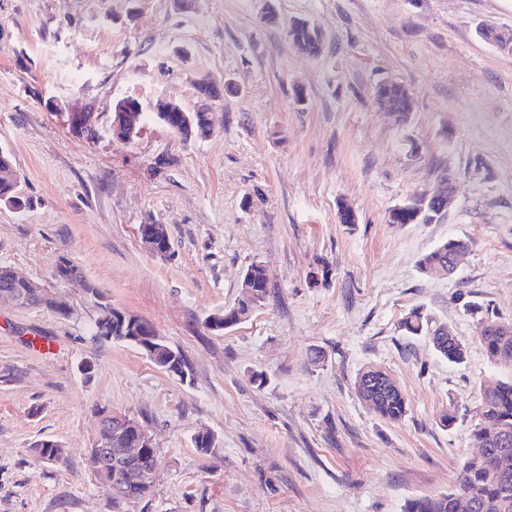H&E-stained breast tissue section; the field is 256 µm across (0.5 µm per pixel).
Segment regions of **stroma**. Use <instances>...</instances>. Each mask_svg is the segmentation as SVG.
<instances>
[{"label":"stroma","instance_id":"stroma-1","mask_svg":"<svg viewBox=\"0 0 512 512\" xmlns=\"http://www.w3.org/2000/svg\"><path fill=\"white\" fill-rule=\"evenodd\" d=\"M297 18L320 32L319 56L289 41ZM482 24L512 33V0H0V147L31 201L0 203V265L73 308L0 303V512H111L87 466L100 407L142 420L159 456L150 501L129 512H402L453 487L481 384L512 378L478 339L481 317L512 324V52L481 40ZM385 80L411 95L406 122L378 108ZM203 81L222 88L210 135L153 120L131 140L110 132L117 101L190 110ZM74 112L98 115L96 137ZM446 174L445 218L388 223ZM143 224L166 226V254L145 247ZM449 238L472 242L455 274L422 275ZM62 260L83 281L56 279ZM255 262L263 306L207 330ZM88 282L180 349L190 381L94 339ZM416 308L463 363L404 335ZM370 365L394 376L403 420L358 397ZM203 431L214 455L194 446ZM48 437L63 465L34 456Z\"/></svg>","mask_w":512,"mask_h":512}]
</instances>
